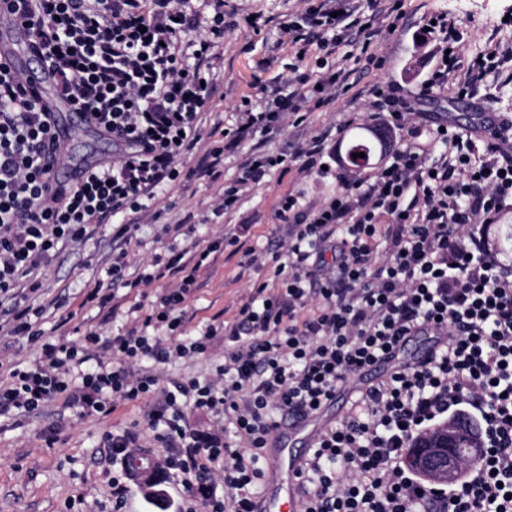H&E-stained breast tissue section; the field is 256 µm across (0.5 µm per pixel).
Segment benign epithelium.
Wrapping results in <instances>:
<instances>
[{
  "label": "benign epithelium",
  "mask_w": 512,
  "mask_h": 512,
  "mask_svg": "<svg viewBox=\"0 0 512 512\" xmlns=\"http://www.w3.org/2000/svg\"><path fill=\"white\" fill-rule=\"evenodd\" d=\"M482 453V440L463 420H450L447 430L434 443L416 449L406 465L422 479L433 483H455L462 476L461 461H472Z\"/></svg>",
  "instance_id": "obj_1"
}]
</instances>
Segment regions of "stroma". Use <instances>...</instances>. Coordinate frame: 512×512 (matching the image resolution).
Returning <instances> with one entry per match:
<instances>
[{
	"label": "stroma",
	"mask_w": 512,
	"mask_h": 512,
	"mask_svg": "<svg viewBox=\"0 0 512 512\" xmlns=\"http://www.w3.org/2000/svg\"><path fill=\"white\" fill-rule=\"evenodd\" d=\"M228 6L242 17L262 11L269 20L258 35L243 25L224 35L213 105L229 126L236 120L241 97L252 94L256 81L268 82L285 73L288 52L276 49L275 44L280 38V22L297 9L298 2L229 0ZM404 8L407 17L403 23L395 32L384 34L381 43L373 48L377 66L365 67L360 47H348L345 67L350 72L352 91L338 92L335 101L311 112L305 125L287 128L274 138L275 146L322 133L329 147H337L342 138L338 125L347 120L355 126L365 122L368 104L353 100V90L389 82L410 91L420 88L432 71L440 48L436 36L425 31L432 14L445 13L460 24L466 57L480 54L496 43L512 47V0H406ZM111 156L110 139L93 129L79 127L66 144L58 176L68 179L79 164ZM238 164V156H225L223 183L196 178L160 191L155 206L163 212L161 219L142 218L128 247L132 272H141L163 251L159 242L163 224L190 212L207 216V223L198 228L199 235L206 239L216 240L227 232L238 235L236 246L215 253L213 264L203 272L198 289L185 304V330L190 336L199 334L216 315L233 319L252 286L271 281L270 251L288 238L286 225L275 218L280 199L292 193L307 201H318L338 187L330 173L305 176L277 171L265 186L248 195L235 213L214 216L212 209L222 186L236 179ZM250 251L254 252L255 261H248L246 254ZM111 259L112 227L108 224L99 227L84 244L63 249L44 272L39 297L32 300L33 307L43 310L38 321L46 335L77 341L91 328L107 341L131 327L133 318L126 309L108 313L92 306L83 308L77 299L80 289L95 287L104 280V270ZM60 295L69 298L77 309L65 324L60 321L59 311L49 306ZM223 362L224 342L218 339L207 355L175 358L160 367L145 360L136 369L141 373L155 371L164 385L187 377L205 382L214 378L216 367ZM147 410L142 402L122 403L104 418L83 414L80 408H68L57 401L32 413L1 415L0 512H111L113 466L106 450L99 448V438L105 431L142 420Z\"/></svg>",
	"instance_id": "obj_1"
}]
</instances>
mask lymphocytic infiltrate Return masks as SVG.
I'll list each match as a JSON object with an SVG mask.
<instances>
[{
  "mask_svg": "<svg viewBox=\"0 0 512 512\" xmlns=\"http://www.w3.org/2000/svg\"><path fill=\"white\" fill-rule=\"evenodd\" d=\"M404 2L370 0L366 16L360 0H302L281 25L279 43L292 55L287 75L243 98L234 127L220 130L193 172L183 159L203 138L224 35L238 25L225 0H0V15L23 19L57 95L115 148L73 184H57L65 144L55 114L0 57V328L39 352L32 364L10 367L0 414L62 398L107 417L117 402L154 398L144 425L102 434L110 458L127 461L151 433L187 512H254L259 463L280 423L316 412L351 376L429 332L437 341L424 359L361 391L350 414L320 432L304 462L299 512H512V267L477 234L512 210V118L483 143L417 111L401 87H372L380 125L401 135L400 147L370 182L340 178L335 193L312 204L284 196L275 217L288 226V244L274 256L276 289L254 286L233 320H213L194 337L184 335L183 304L210 255L233 237L206 243L190 218L179 219L163 227L167 261L128 273L125 245L158 188L196 175L220 180L225 152L245 157L219 196L222 213L272 171L321 172V136L259 152L242 144L303 125L309 104L347 87L340 47L361 46L375 65L369 48L385 19L405 18ZM434 19L429 30L449 54L427 85L447 88L460 71V94L474 95L512 60V50L497 46L465 59L459 24L444 13ZM310 59L320 61L318 75L307 72ZM425 133L443 147L432 160L419 143ZM102 224L112 227L108 285L87 291L85 303L113 310L122 294L176 280L150 304L133 305V326L112 338L105 358L96 330L77 343L47 336L31 304L62 246L85 243ZM159 326L167 339L148 335ZM219 337L224 364L209 382L187 378L161 390L154 375L132 370L144 357L158 366L206 354ZM188 407L227 415L230 432L198 433L185 421ZM455 414L479 426L478 464L456 483L419 479L404 463L411 442Z\"/></svg>",
  "mask_w": 512,
  "mask_h": 512,
  "instance_id": "lymphocytic-infiltrate-1",
  "label": "lymphocytic infiltrate"
}]
</instances>
